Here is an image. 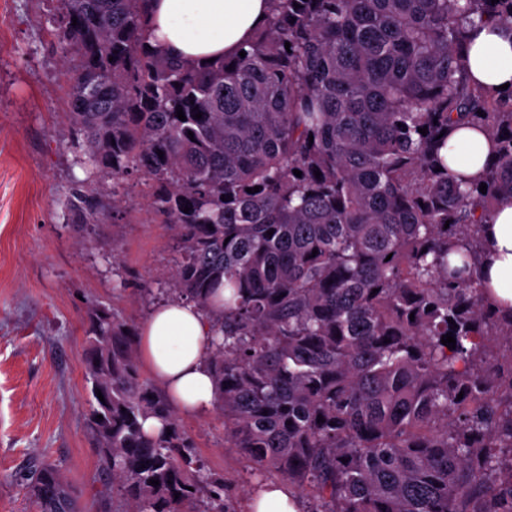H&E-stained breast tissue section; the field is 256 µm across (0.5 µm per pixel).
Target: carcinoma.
I'll return each mask as SVG.
<instances>
[{
	"label": "carcinoma",
	"mask_w": 512,
	"mask_h": 512,
	"mask_svg": "<svg viewBox=\"0 0 512 512\" xmlns=\"http://www.w3.org/2000/svg\"><path fill=\"white\" fill-rule=\"evenodd\" d=\"M149 2L60 0L66 112L93 171L153 180L179 241L163 294L211 322L230 446L307 512H512V308L481 276L483 227L512 199V93L473 82L463 52L472 29L512 30V0H271L245 56L205 63L149 44ZM465 123L495 145L475 181L441 155ZM134 336L92 308L88 422L112 490L125 512H236L140 380ZM19 480L36 512L74 504L54 466Z\"/></svg>",
	"instance_id": "obj_1"
}]
</instances>
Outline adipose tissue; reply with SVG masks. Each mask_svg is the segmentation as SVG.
<instances>
[{
  "label": "adipose tissue",
  "mask_w": 512,
  "mask_h": 512,
  "mask_svg": "<svg viewBox=\"0 0 512 512\" xmlns=\"http://www.w3.org/2000/svg\"><path fill=\"white\" fill-rule=\"evenodd\" d=\"M150 42L187 58L231 56L263 26L268 0H152ZM466 52L471 78L499 87L512 84V34L496 25L469 32ZM451 172L477 178L495 157L484 132L464 124L446 147ZM484 271L496 305H512V200L501 202L485 227ZM210 324L197 306L156 305L139 335L140 355L183 413L201 416L216 404L217 393L204 356Z\"/></svg>",
  "instance_id": "adipose-tissue-1"
}]
</instances>
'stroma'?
Instances as JSON below:
<instances>
[{"label": "stroma", "instance_id": "stroma-1", "mask_svg": "<svg viewBox=\"0 0 512 512\" xmlns=\"http://www.w3.org/2000/svg\"><path fill=\"white\" fill-rule=\"evenodd\" d=\"M58 12V0H0V512H34L17 476L36 460L63 473L80 512H111L88 429V314L100 304L140 329L178 257L146 176L88 179L65 115ZM78 193L98 196L93 218L68 206ZM177 423L205 473L223 476L237 512H249L263 479L229 447L222 414Z\"/></svg>", "mask_w": 512, "mask_h": 512}]
</instances>
